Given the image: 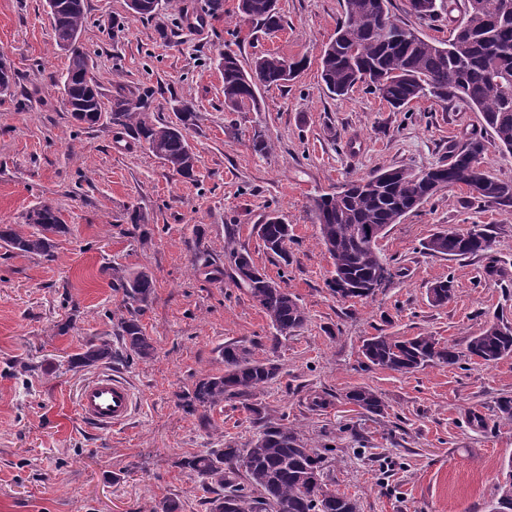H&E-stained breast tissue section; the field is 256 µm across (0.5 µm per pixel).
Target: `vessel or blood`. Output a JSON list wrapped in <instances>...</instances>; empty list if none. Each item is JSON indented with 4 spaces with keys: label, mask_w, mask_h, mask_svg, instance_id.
<instances>
[{
    "label": "vessel or blood",
    "mask_w": 512,
    "mask_h": 512,
    "mask_svg": "<svg viewBox=\"0 0 512 512\" xmlns=\"http://www.w3.org/2000/svg\"><path fill=\"white\" fill-rule=\"evenodd\" d=\"M137 397L124 378L102 371L83 381L75 393L80 418L97 428L111 429L127 424L137 408Z\"/></svg>",
    "instance_id": "1"
}]
</instances>
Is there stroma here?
Segmentation results:
<instances>
[{
	"mask_svg": "<svg viewBox=\"0 0 512 512\" xmlns=\"http://www.w3.org/2000/svg\"><path fill=\"white\" fill-rule=\"evenodd\" d=\"M238 5L224 0L223 16L189 30L172 0H158L150 19L135 17L128 0H85L80 44L104 100L152 90L151 110L164 121L180 102L193 104L198 120L186 136L197 164L186 180L146 147L115 148L108 121L77 124L46 0H0V53L15 73L11 95L0 96V224H23L47 203L68 228L49 258L0 247V512H152L167 497L201 512L200 481L180 460L225 443L246 447L259 433L239 401L185 407L197 379L223 370L219 351L229 343L279 364L256 402L331 446L326 478L360 512H490L512 459V424L497 410L512 396V357L400 374L364 369L361 346L371 336L429 334L463 352L495 317L512 322V210L464 187L438 193L380 240L392 278L373 297L343 300L327 286L333 266L311 201L379 167L435 166L474 131L493 177L512 181V153L459 102L422 98L395 110L361 87L329 94L320 59L342 0H278L283 27L272 34ZM225 51L247 63L271 53L306 65L286 84L259 88L258 109L230 112L218 66ZM258 130L271 151L253 150ZM273 212L292 227L286 263L257 233ZM476 224L492 236L489 255L451 259L423 247L437 229ZM230 242L300 300L307 321L293 335L275 340L249 294L197 270L202 253L228 266ZM144 269L155 287L139 320L156 355L112 364L138 407L129 425L100 430L78 415L74 393L87 374L67 360L88 339L112 335L113 318L125 314L113 275ZM440 279L454 294L437 305L428 289ZM28 362L52 371L26 374ZM357 386L382 397L383 415L346 401ZM317 394L329 405L314 411Z\"/></svg>",
	"mask_w": 512,
	"mask_h": 512,
	"instance_id": "1",
	"label": "stroma"
}]
</instances>
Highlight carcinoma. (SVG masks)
<instances>
[{
    "mask_svg": "<svg viewBox=\"0 0 512 512\" xmlns=\"http://www.w3.org/2000/svg\"><path fill=\"white\" fill-rule=\"evenodd\" d=\"M410 13L433 20L453 11L451 0H407ZM277 0H240L239 11L269 34L282 28ZM62 8L50 12L56 47L80 36L86 15L84 0H61ZM389 0H342V14L336 34L321 56V79L336 96L348 94L361 83L389 106L399 109L411 101L432 97L440 102L457 100L482 113L500 147L512 152V0H474L465 11V27L454 30L446 43L431 42L420 35H408L393 25ZM218 66L224 75V107L241 112L258 103V86L281 85L295 75L301 63L279 56L263 55L244 65L235 53L220 55ZM72 118L89 127L107 116L118 130L129 131L139 143L183 178L194 177L197 158L184 131L198 118L192 103L176 109L174 121H159L151 111V95L118 94L104 111L101 84L87 54L77 49L68 54V66L61 75ZM14 72L0 60V95L11 94ZM486 150L484 138L474 135L449 151L452 162L436 166L442 186L436 187L405 166L381 168L373 174L351 180L342 190L313 199L312 211L319 225V242L334 267L327 282L336 291L337 278L358 282L372 280L387 269L372 233L385 236L392 224L444 189L466 187L472 195L501 208H512V181L489 175L481 165ZM33 231L24 234L12 225L0 226V245L20 254L53 256V236L64 233L66 224L48 204L37 205L24 216ZM266 251L288 262L289 225L272 213L258 225ZM492 248V236L477 225L466 232L444 229L424 244L432 255L466 258L485 254ZM226 256V275L235 287L244 289L257 302L277 335L287 337L302 328L307 314L297 297L268 278L250 254L232 245ZM128 300L142 308L154 293L152 275L139 270L119 277ZM449 280L435 282L429 293L436 304L452 295ZM119 347L110 338L85 342L82 351L69 358L70 368L81 370L111 364L114 360L154 359L156 349L136 317H119L114 323ZM365 367H378L407 374L427 367L453 365L459 352L434 336H372L363 341ZM466 356L485 362L512 356V323L499 319L470 338ZM224 372L207 375L194 384L186 396L193 410L214 408L239 399L243 408L260 424L249 447L227 444L209 448L184 461L182 466L201 478V485L214 494L201 504L207 512H359L357 501L332 488L324 479L327 446H318L293 425L265 419L260 404L252 401L261 386L280 374L278 364L257 360L236 344L221 351ZM345 399L372 415H382L385 403L369 387H355ZM505 481L497 486L492 512H512V461Z\"/></svg>",
    "mask_w": 512,
    "mask_h": 512,
    "instance_id": "carcinoma-1",
    "label": "carcinoma"
}]
</instances>
